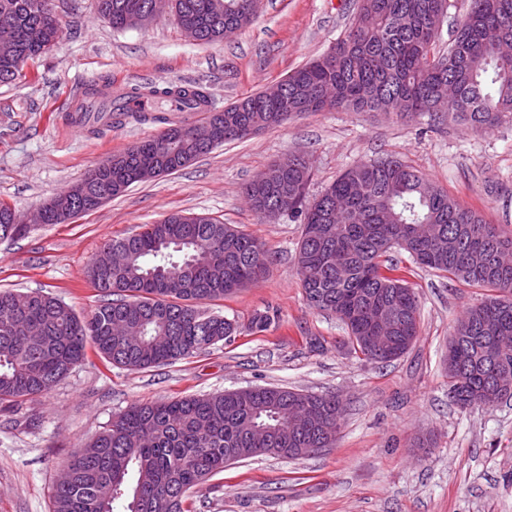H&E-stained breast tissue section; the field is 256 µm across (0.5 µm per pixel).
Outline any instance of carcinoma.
I'll use <instances>...</instances> for the list:
<instances>
[{
  "mask_svg": "<svg viewBox=\"0 0 512 512\" xmlns=\"http://www.w3.org/2000/svg\"><path fill=\"white\" fill-rule=\"evenodd\" d=\"M45 0H0L15 15L16 31L0 42V83L54 45L60 21ZM152 0H95L116 29L146 13ZM449 0H358L346 36L265 92L247 95L220 112L205 88L152 84L114 92L106 85L85 98L107 112L166 123L157 136L138 142L94 168L97 180H82L94 211L136 183L135 172L179 171L219 145L243 139L246 128L281 125L296 112L342 110L381 112L399 120L448 112L473 128L491 130L512 121V0H471L451 31L448 54L434 45ZM260 0H169L180 27L198 31L201 43L224 39L245 13L257 16ZM151 98L156 114L130 107ZM206 109L215 141L199 146L193 126L165 116ZM309 170L300 160L243 193L263 221L288 215L304 224L296 255L308 304L336 315L348 330L354 352L383 363L360 341L374 325L346 322L353 309L375 312L390 324L395 358L412 347L420 324L416 293L389 260L402 250L416 264L489 295L457 320L446 367L448 396L462 410L492 409L504 398L489 397L495 375L512 372V271L504 278L482 267L476 256L497 242L512 245V232L488 224L414 167L391 158L363 161L340 174L313 200L306 196ZM26 232L15 212L0 205V240ZM110 247L127 252L123 266L101 271L89 264L87 277L103 299L84 318L41 292L0 290V404L12 406L53 389L94 345L107 362L127 369L170 364L231 338L237 325L200 305L259 279L271 255L256 237L205 216L174 213L146 224L135 235L114 238ZM310 400L315 418L305 427L288 422V406ZM344 407L333 395L276 386L192 395L137 404L112 418L93 441L64 464L70 474L54 486L52 512H191L189 494L224 468L264 454L266 448H330Z\"/></svg>",
  "mask_w": 512,
  "mask_h": 512,
  "instance_id": "carcinoma-1",
  "label": "carcinoma"
}]
</instances>
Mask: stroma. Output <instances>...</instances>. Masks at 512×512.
<instances>
[{
	"label": "stroma",
	"instance_id": "1",
	"mask_svg": "<svg viewBox=\"0 0 512 512\" xmlns=\"http://www.w3.org/2000/svg\"><path fill=\"white\" fill-rule=\"evenodd\" d=\"M53 7L62 28L54 49L0 84V203L30 227L21 239L0 241V289L43 291L88 316L100 294L86 271L104 244L178 212L238 226L272 261L257 282L207 304L238 324L231 340L139 371L111 366L90 348L47 394L0 406V512H50L62 463L132 404L258 385L341 397L336 443L296 460L232 464L195 489V512H512V403L459 410L442 365L455 322L484 290L394 253L419 299L420 332L398 360L366 361L346 344L336 316L306 301L295 264L302 224L286 216L261 222L243 195L269 165L295 155L309 163L311 199L345 169L391 155L510 230L512 123L487 132L449 116L434 124L305 112L133 184L68 223L37 224L49 198L161 129L134 119L98 131L72 126L66 107L87 88L110 80L196 83L221 108L326 52L347 29L355 0H262L250 25L212 44L187 38L167 13L117 30L98 16L95 0H53ZM258 311L273 318L261 332L248 328Z\"/></svg>",
	"mask_w": 512,
	"mask_h": 512
}]
</instances>
